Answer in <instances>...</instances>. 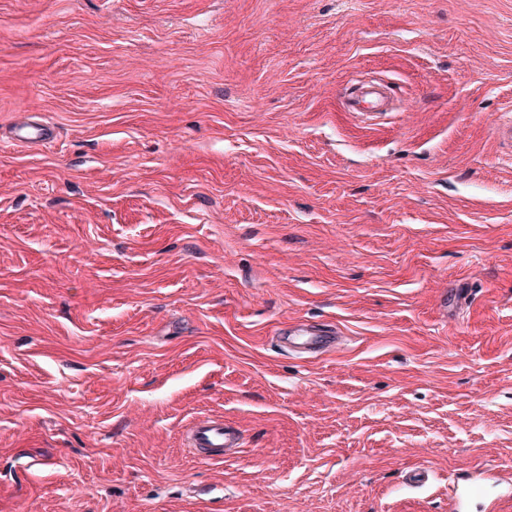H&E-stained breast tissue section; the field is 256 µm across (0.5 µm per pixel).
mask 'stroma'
I'll list each match as a JSON object with an SVG mask.
<instances>
[{"label": "stroma", "instance_id": "obj_1", "mask_svg": "<svg viewBox=\"0 0 512 512\" xmlns=\"http://www.w3.org/2000/svg\"><path fill=\"white\" fill-rule=\"evenodd\" d=\"M508 106L512 0H0V128H59L0 147V512H445L459 462L512 473ZM299 319L348 342L288 355ZM204 414L239 454L183 447ZM390 96L388 87L369 85L362 87L359 94L349 102V107L369 119L384 115ZM57 141L55 127L50 123L25 116L17 120L6 138L0 136V144L10 147H50Z\"/></svg>", "mask_w": 512, "mask_h": 512}]
</instances>
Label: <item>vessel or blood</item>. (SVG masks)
<instances>
[{"instance_id":"1","label":"vessel or blood","mask_w":512,"mask_h":512,"mask_svg":"<svg viewBox=\"0 0 512 512\" xmlns=\"http://www.w3.org/2000/svg\"><path fill=\"white\" fill-rule=\"evenodd\" d=\"M387 86L362 87L349 106L360 115L373 119L389 104ZM53 125L32 117L12 124L5 143L10 147H49L56 143ZM278 347L304 358H314L338 344V333L330 327L297 322L278 330ZM185 446L198 458L219 462L235 456L243 446V436L233 425L219 418H198L183 432ZM512 499V475L459 463L448 488V512H498L502 501Z\"/></svg>"}]
</instances>
